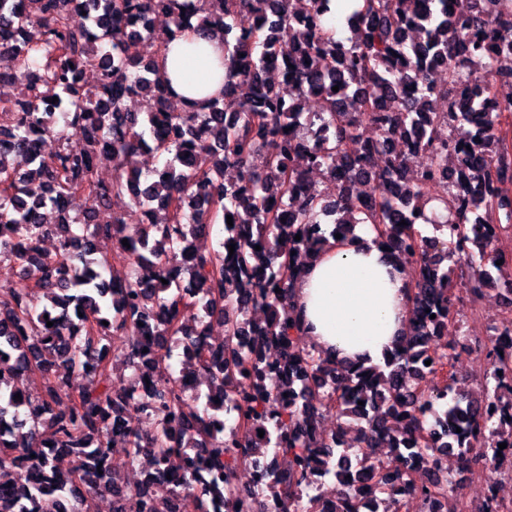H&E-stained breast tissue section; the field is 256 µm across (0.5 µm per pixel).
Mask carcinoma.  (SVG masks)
<instances>
[{
  "instance_id": "cac0c4a2",
  "label": "carcinoma",
  "mask_w": 512,
  "mask_h": 512,
  "mask_svg": "<svg viewBox=\"0 0 512 512\" xmlns=\"http://www.w3.org/2000/svg\"><path fill=\"white\" fill-rule=\"evenodd\" d=\"M330 2L205 0L192 27L189 0H0V41L12 40L0 50V84L20 86V97L0 108V262L31 281L0 297V512H94L105 493L112 512H178L180 498L200 490L227 512H264L268 498L280 512L300 504L326 512L331 499L336 512H361L362 498L392 499L400 484L409 495L398 502L430 512L434 499L458 497L460 480L445 466L450 453L462 470L489 465L512 474V454L498 448L512 442L511 308L503 335L482 342L489 368L479 395L457 393L448 412L445 448L433 443L419 405L453 386L416 384V360L431 336L448 334V326L434 327L455 318L464 299L449 260L470 268L469 302L489 275L512 295V252L495 248L512 231V198L501 189L512 181L504 130L512 102L495 100L498 80L512 78V14L500 13L501 0H362L341 40L324 21ZM82 11L89 25L75 29L72 13ZM186 30L224 35V87L203 112L167 111L156 59L136 51L144 37L158 42L159 55ZM88 70L100 79L86 90L76 76ZM409 84L419 95L403 99ZM132 96L145 110L127 109ZM54 97L52 112L45 102ZM227 112L235 114L229 122ZM475 118L467 143L448 135ZM364 122L375 130L365 141ZM70 131L81 150L46 151L48 139ZM145 145L164 165L138 179L127 167ZM258 153L265 161L254 170L249 160ZM410 155L426 157L416 177L408 175ZM102 159L115 170L109 182L97 176ZM310 168L326 174L333 195L302 189ZM437 179L446 181L438 198L426 191ZM85 196L104 206L127 197L148 222L131 235L123 220L80 209ZM435 200L447 211L427 219L438 239L423 235L419 219ZM408 204L418 212L410 219ZM475 210L501 212L505 223L465 251L479 233ZM216 224L225 241L210 247ZM328 224H369L381 243L401 242L419 261L413 326L382 366H330L302 344L289 301L298 265L279 240L309 254L325 239L311 237V227ZM48 237L58 241L54 254L41 249ZM102 240L116 243L115 258L100 252ZM227 243L235 244L231 256ZM209 320L224 324L219 345L206 339ZM118 335L127 341L111 352L107 341ZM186 344L181 374L154 377L156 356ZM271 348L280 354L272 370L281 388L301 401L264 385L252 354ZM456 358L428 355L429 376ZM126 370L136 384L149 381L135 402L112 387ZM74 373L87 380L76 396L68 391ZM32 379L41 392L23 394ZM361 395L363 412L351 407ZM152 410L157 418L144 436L134 418ZM328 413L355 432L349 446L317 433L316 420ZM116 438L129 445L125 465L145 468L136 486L124 484L112 459ZM381 441L416 465L378 467ZM269 455L274 470L263 484L236 483L240 467ZM17 469L25 482L14 481ZM314 472L333 476L338 492L323 493ZM350 476L357 494L347 488Z\"/></svg>"
}]
</instances>
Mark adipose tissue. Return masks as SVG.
I'll list each match as a JSON object with an SVG mask.
<instances>
[{"label": "adipose tissue", "mask_w": 512, "mask_h": 512, "mask_svg": "<svg viewBox=\"0 0 512 512\" xmlns=\"http://www.w3.org/2000/svg\"><path fill=\"white\" fill-rule=\"evenodd\" d=\"M156 67L181 110H204L224 80V39L179 34ZM414 285L370 225L360 224L353 236H328L291 288L295 313L315 350L341 365L371 366L392 356L407 329Z\"/></svg>", "instance_id": "adipose-tissue-1"}]
</instances>
